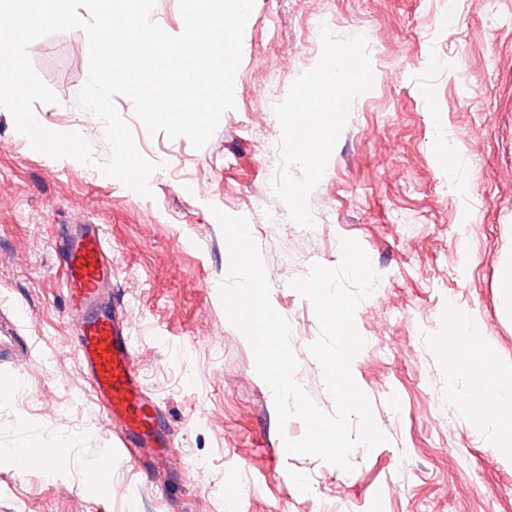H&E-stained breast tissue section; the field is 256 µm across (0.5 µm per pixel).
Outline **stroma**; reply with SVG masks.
<instances>
[{
	"instance_id": "obj_1",
	"label": "stroma",
	"mask_w": 512,
	"mask_h": 512,
	"mask_svg": "<svg viewBox=\"0 0 512 512\" xmlns=\"http://www.w3.org/2000/svg\"><path fill=\"white\" fill-rule=\"evenodd\" d=\"M318 18L339 37L366 38L374 82L352 104L304 228L277 198L263 212L250 202L272 178L273 107L321 56L305 36ZM28 52L59 98L36 104L43 127L80 132L107 159L102 128L77 102L84 33L40 38ZM234 93L199 149L149 134L116 97L139 152L158 165L148 197L34 151L0 110V512H512V453L463 420L469 380L449 375L435 349L453 309L512 364L499 288L512 257V0H255ZM216 208L247 218L271 303L291 327L296 378L326 412L334 403L307 351L317 318L288 281L315 262L337 265L344 237L385 280L355 312L366 344L351 372L388 441L356 448L352 472L287 455L284 438L305 427L278 426L272 391L227 319ZM75 220L103 225L112 244L140 385L170 431L175 455L147 477L71 347L58 241ZM31 446L66 447L68 459L18 472L13 452Z\"/></svg>"
}]
</instances>
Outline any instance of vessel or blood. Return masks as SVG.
Here are the masks:
<instances>
[{
	"label": "vessel or blood",
	"mask_w": 512,
	"mask_h": 512,
	"mask_svg": "<svg viewBox=\"0 0 512 512\" xmlns=\"http://www.w3.org/2000/svg\"><path fill=\"white\" fill-rule=\"evenodd\" d=\"M63 293L74 318L72 344L97 403L113 422L123 447L168 449L157 407L142 394L129 330L108 295L112 247L102 225L80 220L66 228Z\"/></svg>",
	"instance_id": "b4317fda"
}]
</instances>
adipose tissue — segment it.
Segmentation results:
<instances>
[{"label":"adipose tissue","instance_id":"obj_1","mask_svg":"<svg viewBox=\"0 0 512 512\" xmlns=\"http://www.w3.org/2000/svg\"><path fill=\"white\" fill-rule=\"evenodd\" d=\"M437 350L448 361L450 374L465 373L471 382L470 393L462 398L464 417H471L484 400L494 408L484 421L493 441L503 448L512 447V365H500L483 342L473 336L468 325H460L453 344H438Z\"/></svg>","mask_w":512,"mask_h":512}]
</instances>
